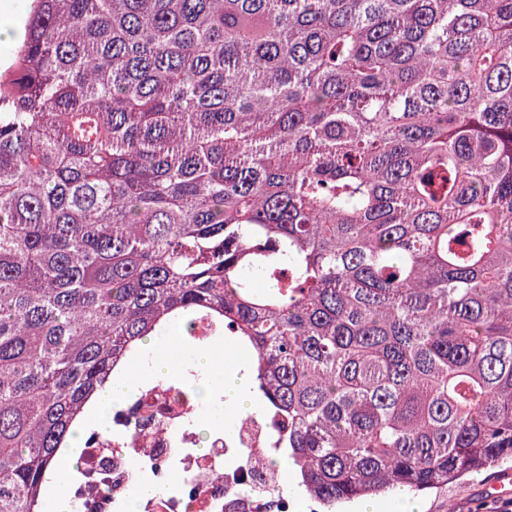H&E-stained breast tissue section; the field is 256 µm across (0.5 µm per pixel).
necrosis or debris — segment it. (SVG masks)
Here are the masks:
<instances>
[{
	"label": "necrosis or debris",
	"mask_w": 512,
	"mask_h": 512,
	"mask_svg": "<svg viewBox=\"0 0 512 512\" xmlns=\"http://www.w3.org/2000/svg\"><path fill=\"white\" fill-rule=\"evenodd\" d=\"M190 402L162 382L139 388L113 408L105 428L84 438L83 477L71 487L78 512H126L129 495L160 465L180 476L170 492L141 503V512H281L278 500L246 494L256 480L255 457L268 447L271 415L243 427L235 444L216 435L207 451L193 448Z\"/></svg>",
	"instance_id": "obj_1"
}]
</instances>
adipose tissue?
<instances>
[{"label":"adipose tissue","mask_w":512,"mask_h":512,"mask_svg":"<svg viewBox=\"0 0 512 512\" xmlns=\"http://www.w3.org/2000/svg\"><path fill=\"white\" fill-rule=\"evenodd\" d=\"M193 364L204 374V394L215 391L222 394L221 400L210 404L204 414L206 429L229 433L236 420L257 413L253 381L241 348L217 347L197 353ZM141 380L142 375L136 370L113 376L90 411L91 422L101 423L112 406L128 398Z\"/></svg>","instance_id":"1"}]
</instances>
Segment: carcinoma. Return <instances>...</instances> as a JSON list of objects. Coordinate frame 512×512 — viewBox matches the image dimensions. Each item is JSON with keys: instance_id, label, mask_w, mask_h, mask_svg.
Returning a JSON list of instances; mask_svg holds the SVG:
<instances>
[{"instance_id": "carcinoma-1", "label": "carcinoma", "mask_w": 512, "mask_h": 512, "mask_svg": "<svg viewBox=\"0 0 512 512\" xmlns=\"http://www.w3.org/2000/svg\"><path fill=\"white\" fill-rule=\"evenodd\" d=\"M0 69V512L149 337L248 353L320 512L512 462V0H30Z\"/></svg>"}]
</instances>
